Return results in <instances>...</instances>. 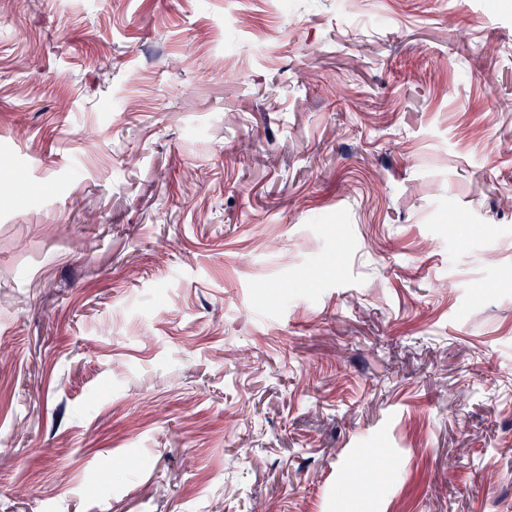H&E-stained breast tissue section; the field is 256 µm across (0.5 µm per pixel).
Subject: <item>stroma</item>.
<instances>
[{
    "instance_id": "35a3bbf8",
    "label": "stroma",
    "mask_w": 512,
    "mask_h": 512,
    "mask_svg": "<svg viewBox=\"0 0 512 512\" xmlns=\"http://www.w3.org/2000/svg\"><path fill=\"white\" fill-rule=\"evenodd\" d=\"M508 143L512 0H0V512H512Z\"/></svg>"
}]
</instances>
